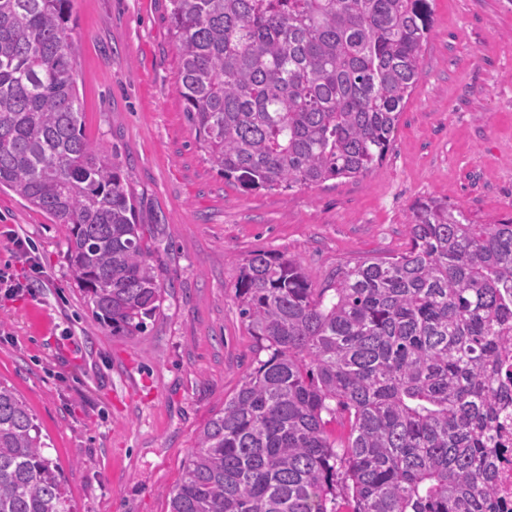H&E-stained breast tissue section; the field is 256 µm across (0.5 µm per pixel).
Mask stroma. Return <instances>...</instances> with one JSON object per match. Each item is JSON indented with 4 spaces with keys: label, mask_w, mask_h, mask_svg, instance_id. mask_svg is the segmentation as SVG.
<instances>
[{
    "label": "stroma",
    "mask_w": 512,
    "mask_h": 512,
    "mask_svg": "<svg viewBox=\"0 0 512 512\" xmlns=\"http://www.w3.org/2000/svg\"><path fill=\"white\" fill-rule=\"evenodd\" d=\"M432 8L423 76L380 165L247 191L211 169L187 120L169 0H73L83 130L123 161L167 288L145 333L113 334L71 280L60 226L0 190V268L14 229L47 272L0 298V382L36 415L77 512H170L199 432L249 371L234 288L248 255L292 257L320 288L341 263L403 252L417 199L475 224L512 217V0Z\"/></svg>",
    "instance_id": "1"
}]
</instances>
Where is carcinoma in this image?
I'll use <instances>...</instances> for the list:
<instances>
[{"label": "carcinoma", "instance_id": "1", "mask_svg": "<svg viewBox=\"0 0 512 512\" xmlns=\"http://www.w3.org/2000/svg\"><path fill=\"white\" fill-rule=\"evenodd\" d=\"M178 92L206 161L246 190L370 172L422 77L431 0H170ZM72 0H0V187L65 230L98 321L144 332L167 289L117 155L82 131ZM408 247L242 260L252 369L200 431L170 512H495L512 218L416 201ZM347 419L345 438L328 426ZM37 418L0 383V512H75Z\"/></svg>", "mask_w": 512, "mask_h": 512}]
</instances>
